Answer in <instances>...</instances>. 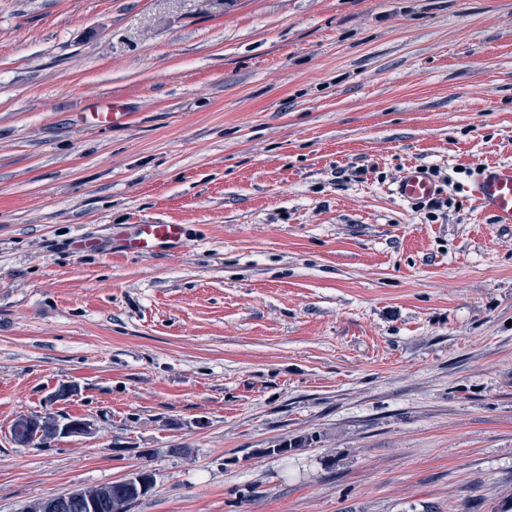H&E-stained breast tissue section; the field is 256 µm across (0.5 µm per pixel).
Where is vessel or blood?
I'll return each instance as SVG.
<instances>
[{
  "label": "vessel or blood",
  "mask_w": 512,
  "mask_h": 512,
  "mask_svg": "<svg viewBox=\"0 0 512 512\" xmlns=\"http://www.w3.org/2000/svg\"><path fill=\"white\" fill-rule=\"evenodd\" d=\"M436 184L421 166L408 167L398 181L395 193L403 201L418 203L433 197ZM471 194L482 212L498 224H512V164L488 163L479 166L473 176ZM187 238L182 224H139L124 237L126 251L137 254L171 252Z\"/></svg>",
  "instance_id": "vessel-or-blood-1"
}]
</instances>
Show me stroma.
<instances>
[{
	"label": "stroma",
	"instance_id": "stroma-1",
	"mask_svg": "<svg viewBox=\"0 0 512 512\" xmlns=\"http://www.w3.org/2000/svg\"><path fill=\"white\" fill-rule=\"evenodd\" d=\"M493 162L512 0H0V512L142 468L130 512H512ZM70 384L95 433L16 446ZM471 195L496 224H512V164L480 165L473 176ZM436 184L429 171L422 166H410L397 182L395 194L408 203H419L433 197ZM187 238L184 224H137L132 233L124 236L125 250L137 254L172 252Z\"/></svg>",
	"mask_w": 512,
	"mask_h": 512
}]
</instances>
